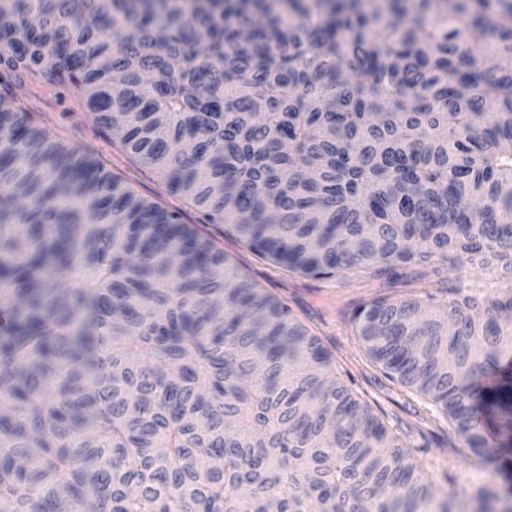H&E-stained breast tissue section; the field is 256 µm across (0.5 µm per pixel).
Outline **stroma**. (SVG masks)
I'll return each instance as SVG.
<instances>
[{
  "instance_id": "35a3bbf8",
  "label": "stroma",
  "mask_w": 512,
  "mask_h": 512,
  "mask_svg": "<svg viewBox=\"0 0 512 512\" xmlns=\"http://www.w3.org/2000/svg\"><path fill=\"white\" fill-rule=\"evenodd\" d=\"M35 113L52 117V127L67 143L82 153L103 159L106 168L138 196L182 212L184 223L222 248L240 273L266 292L284 301L292 313L319 332L332 353L344 383L366 400L389 429L400 436L407 448L429 445V454L418 451L416 459L434 484L433 502L443 512H479L475 493H462L461 485L472 470L473 455L452 423L432 421L424 405L368 359L360 341L345 325L355 307L381 292V282L371 287L327 285L292 275L276 268L229 234L225 224L203 222L201 214L185 199L170 194L157 174L112 143L109 133L91 121L88 110L79 103L75 87L61 86L42 92L34 100ZM474 289L506 298L512 294L506 281L493 279L481 268L465 260L449 261L440 275L430 277L428 290L439 301H447L449 288Z\"/></svg>"
}]
</instances>
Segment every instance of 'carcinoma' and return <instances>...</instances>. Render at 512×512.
<instances>
[{"mask_svg":"<svg viewBox=\"0 0 512 512\" xmlns=\"http://www.w3.org/2000/svg\"><path fill=\"white\" fill-rule=\"evenodd\" d=\"M0 512H383L433 484L283 301L32 121L71 85L171 193L277 267L388 277L352 331L512 461V0H0ZM31 88L18 97L16 86ZM442 273L438 276H431L428 279L426 291L437 296L439 302L448 301L446 288L474 289L495 295L500 299L510 294L509 283L505 280H494L484 270L467 263L464 259L451 260L448 264L441 266Z\"/></svg>","mask_w":512,"mask_h":512,"instance_id":"cac0c4a2","label":"carcinoma"}]
</instances>
